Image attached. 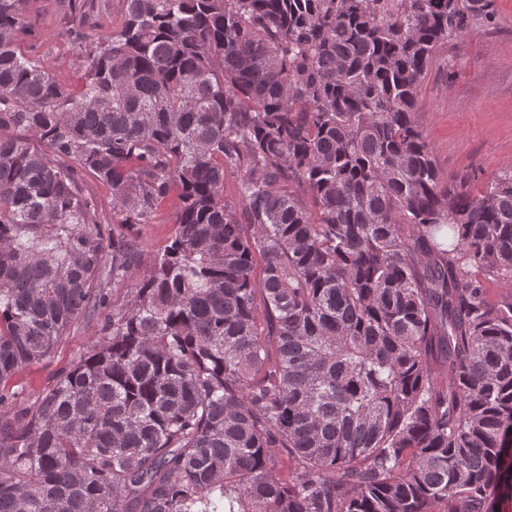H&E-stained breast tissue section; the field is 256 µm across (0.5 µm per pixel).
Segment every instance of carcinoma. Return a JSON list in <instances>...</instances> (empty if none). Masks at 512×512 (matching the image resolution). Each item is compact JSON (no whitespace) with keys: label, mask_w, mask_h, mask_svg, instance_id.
Masks as SVG:
<instances>
[{"label":"carcinoma","mask_w":512,"mask_h":512,"mask_svg":"<svg viewBox=\"0 0 512 512\" xmlns=\"http://www.w3.org/2000/svg\"><path fill=\"white\" fill-rule=\"evenodd\" d=\"M23 4L0 0V512H499L512 169L445 185L415 121L493 0H124L78 93L21 49ZM173 194L138 278L130 227ZM82 318L68 371L7 390ZM84 179L87 191L94 195L99 202L101 219L112 222V196L110 190L89 174L85 175Z\"/></svg>","instance_id":"cac0c4a2"}]
</instances>
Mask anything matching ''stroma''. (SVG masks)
I'll return each instance as SVG.
<instances>
[{"mask_svg": "<svg viewBox=\"0 0 512 512\" xmlns=\"http://www.w3.org/2000/svg\"><path fill=\"white\" fill-rule=\"evenodd\" d=\"M93 7L92 18L71 34L57 0H25L33 31L25 50L69 87L82 81L86 49L123 15V0H93ZM494 8L495 25H474L440 48L419 87L416 113L442 182L467 173L476 192L512 167V0H494ZM99 329L98 321L78 322L50 358L18 373L13 388L33 399L87 351Z\"/></svg>", "mask_w": 512, "mask_h": 512, "instance_id": "35a3bbf8", "label": "stroma"}]
</instances>
